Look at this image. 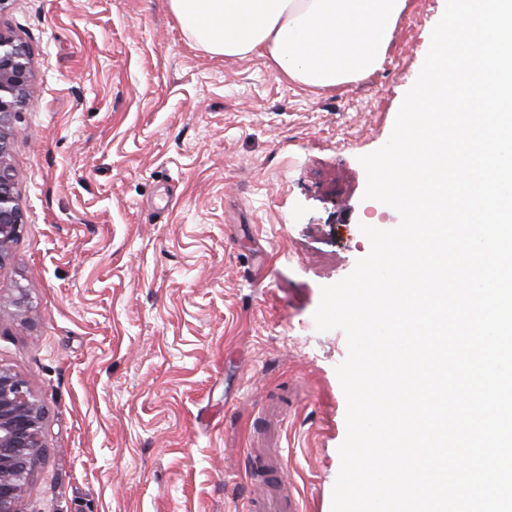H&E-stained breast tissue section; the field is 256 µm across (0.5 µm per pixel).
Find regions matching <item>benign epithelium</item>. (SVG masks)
Segmentation results:
<instances>
[{"label": "benign epithelium", "mask_w": 512, "mask_h": 512, "mask_svg": "<svg viewBox=\"0 0 512 512\" xmlns=\"http://www.w3.org/2000/svg\"><path fill=\"white\" fill-rule=\"evenodd\" d=\"M31 100L25 45L0 29V271L17 238L22 215L9 162L7 130ZM44 410L28 383L0 366V512H22L33 466L45 448Z\"/></svg>", "instance_id": "benign-epithelium-1"}]
</instances>
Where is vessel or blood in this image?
<instances>
[{"label":"vessel or blood","mask_w":512,"mask_h":512,"mask_svg":"<svg viewBox=\"0 0 512 512\" xmlns=\"http://www.w3.org/2000/svg\"><path fill=\"white\" fill-rule=\"evenodd\" d=\"M287 418L285 407L277 403L267 404L262 418L264 436L273 441L278 440L287 428ZM245 466L248 475L263 484L262 497L246 500V512H298L297 502L287 499L285 494L283 474L287 468V459L283 449L276 448L264 454L247 453Z\"/></svg>","instance_id":"b4317fda"}]
</instances>
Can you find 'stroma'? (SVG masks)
<instances>
[{
  "instance_id": "35a3bbf8",
  "label": "stroma",
  "mask_w": 512,
  "mask_h": 512,
  "mask_svg": "<svg viewBox=\"0 0 512 512\" xmlns=\"http://www.w3.org/2000/svg\"><path fill=\"white\" fill-rule=\"evenodd\" d=\"M446 0H407L386 58L317 91L190 41L165 0H9L30 56L9 159L0 366L46 411L24 512H241L250 433L288 407L284 474L331 512L346 334L321 289L370 251L360 163L389 140Z\"/></svg>"
}]
</instances>
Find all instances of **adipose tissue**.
<instances>
[{
    "label": "adipose tissue",
    "instance_id": "obj_1",
    "mask_svg": "<svg viewBox=\"0 0 512 512\" xmlns=\"http://www.w3.org/2000/svg\"><path fill=\"white\" fill-rule=\"evenodd\" d=\"M210 54L260 53L279 76L330 88L377 70L407 0H166Z\"/></svg>",
    "mask_w": 512,
    "mask_h": 512
}]
</instances>
